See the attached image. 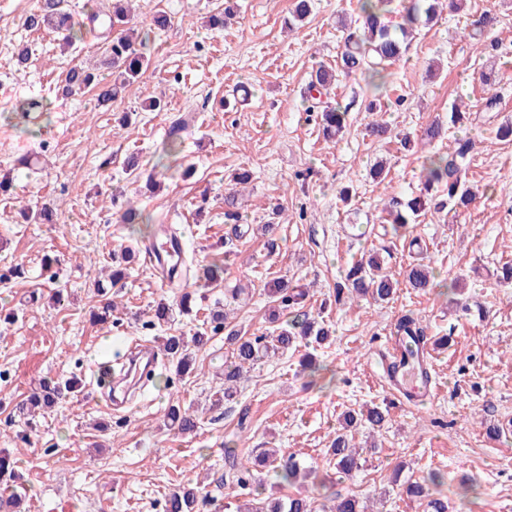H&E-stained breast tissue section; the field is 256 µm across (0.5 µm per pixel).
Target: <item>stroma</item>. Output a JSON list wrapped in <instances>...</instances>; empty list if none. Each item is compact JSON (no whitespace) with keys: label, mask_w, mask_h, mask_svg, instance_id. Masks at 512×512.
Returning a JSON list of instances; mask_svg holds the SVG:
<instances>
[{"label":"stroma","mask_w":512,"mask_h":512,"mask_svg":"<svg viewBox=\"0 0 512 512\" xmlns=\"http://www.w3.org/2000/svg\"><path fill=\"white\" fill-rule=\"evenodd\" d=\"M223 2L132 0L131 24L146 38L151 76L103 109L95 91L56 92L72 65L99 71L105 44L96 32L85 31L68 53L55 33L25 27L36 0H0V176L13 180L10 194L0 195V269L25 270L0 281V450L13 458L27 512H163L167 495L189 482L212 496L205 512H245L256 497L300 489L271 473L245 489L226 482L230 446L242 460L277 448L310 466L302 489L316 512L339 494L357 495L367 512H433L434 500L449 512H512V282L501 279L512 263V142L495 139L497 127L512 122V0H464L419 28L382 91L361 75L340 77L329 99L351 110L334 142L309 115L305 88L316 63L340 57L339 21L357 17L358 0H314L294 32L290 0H235V18L210 29L206 20ZM160 11L171 18L162 30L153 24ZM484 11L497 19L491 35L501 46L481 54L463 31ZM22 45L30 56L19 67ZM487 69L500 98L494 112L483 110L486 92L476 79ZM160 95L164 110H144ZM376 96L391 104V131L382 138L370 135L363 110ZM457 98L470 123L427 141L426 128L447 121ZM30 99L47 106L33 123L18 117ZM180 118L187 130L170 155L167 132ZM406 134L413 150L400 144ZM459 135L474 144L467 179L477 198L454 212L427 209L400 231L383 223L388 199L419 195L425 157L450 152ZM131 152L144 174L157 172L159 186L125 170ZM379 161L382 179L370 174ZM244 170L252 179L239 190L233 177ZM345 187L347 206L339 199ZM229 195L236 224L224 221ZM126 200L146 219L140 231L120 221ZM45 204L56 209L55 223L19 214L20 206ZM277 204L282 218L263 235ZM162 228L181 236L195 260L221 263L220 279L162 284L138 255ZM128 249L136 256L124 279L98 293L96 281L107 280ZM372 253L400 282L393 299H337L351 264ZM418 262L434 268L435 288L403 286L408 265ZM276 279L305 289V310L331 331L314 350L319 371L302 370L296 351L270 356L250 369L233 402L209 409L234 349L212 332L210 312L225 309L248 336L271 334L267 285ZM187 292L196 298L190 315L179 305ZM108 299L111 321H96L94 310ZM161 302L169 308L162 322L155 317ZM405 314L421 319L430 338L450 339L433 357L440 390L418 404L386 388L377 361ZM204 330L210 340L194 349L187 375L156 368L110 415L90 402L92 377L105 375L132 341L159 346L164 337ZM73 376L82 379L81 392L33 423L19 416L18 405L40 383ZM372 404L386 420L357 430L361 467L338 478L327 454L333 433L344 413ZM172 406L201 408L196 433L168 426ZM492 425L500 437L488 436ZM399 468L424 483V497L400 495Z\"/></svg>","instance_id":"obj_1"}]
</instances>
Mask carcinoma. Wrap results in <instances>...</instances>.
I'll use <instances>...</instances> for the list:
<instances>
[{
    "mask_svg": "<svg viewBox=\"0 0 512 512\" xmlns=\"http://www.w3.org/2000/svg\"><path fill=\"white\" fill-rule=\"evenodd\" d=\"M393 0H361V18L344 25L346 36L344 51L336 67L320 65L311 74L307 99L315 100L331 89L338 73L368 74L371 83L385 79L386 67L402 60L411 41L413 32L419 25H428L443 9V0H409L404 6V23L399 27L400 33L391 31L386 22V14L391 12L389 6ZM128 10L125 0H112V18L107 20V27L120 29V33L107 42V65L112 67L113 79L103 82L92 71L79 65L71 67L62 80L61 92L72 95L91 85L98 88L97 99L100 105L107 106L120 98L126 87L142 79L149 68V58L141 50L143 38L140 32L126 27ZM496 18L488 12H483L470 22L467 36L475 41V45L484 52L491 48L498 50L499 41L484 40V36L492 30ZM25 24L32 30L49 29L62 36L64 43L71 47L81 41L82 31L77 27L73 15L65 9L64 0H37V7L25 18ZM365 112L371 116L370 129L375 136L388 133V125L383 120L387 112L385 105L378 98H373L365 105ZM349 117L348 108L325 106L320 111L322 131L329 137L338 135L346 127ZM184 124L175 122L167 135V153L172 155L180 150ZM472 142L465 137L454 140L451 153L440 155L435 153L426 157L423 162L424 193L400 200L392 197L385 204L386 222L394 228H403L425 210L428 199L424 194L442 188L447 191L448 203L438 202L435 207L448 206V209L466 207L471 202L474 192L466 180L463 163L466 161ZM347 287L357 296H370L376 302H387L396 293L398 282L387 275L376 255L362 258L352 264L346 275ZM410 287L426 290L433 286L429 266L421 263L412 265L406 274ZM269 298L281 309L298 304L304 292L288 293V285L276 280L268 292ZM215 323L213 330L222 329L227 339L235 345L234 361L224 369V389L217 395L215 404L220 405L237 393V383L243 378L246 368L252 366L260 358L291 348L299 339L321 344L328 337V330L312 315L304 312L294 315L287 326L280 329L275 336H256L244 339L240 331L231 327L228 316L224 312L215 311L211 315ZM396 330L402 336L409 337L406 350L413 354V346L418 337L425 332L422 324L410 315L400 317ZM209 341V337L200 333L191 338L184 336H167L164 338L163 351L166 359L183 372L191 362L190 349L201 348ZM73 388L66 383L44 382L31 393L29 399L18 406V413L30 418L35 417L36 411L49 408L62 398L65 392ZM173 426L183 434L194 433L198 429L199 419L192 412L171 409L168 414ZM385 421L384 412L377 406L368 408L360 416L349 414L344 419V432L336 434L328 448L329 456L336 468V473L350 475L358 468V456L351 448L346 431L359 423L372 428H378ZM255 463L275 473L285 482H294L299 478L305 479L308 473L304 471L294 456L284 457L273 450H264L256 455ZM15 473L10 459L0 456V485L9 489V493L0 494V512H19L17 505L19 497L10 491ZM207 504V495L202 488L190 484L178 488L165 499V512H201ZM253 512H311L308 501L301 496L287 499L274 498L260 501L252 507Z\"/></svg>",
    "mask_w": 512,
    "mask_h": 512,
    "instance_id": "1",
    "label": "carcinoma"
}]
</instances>
